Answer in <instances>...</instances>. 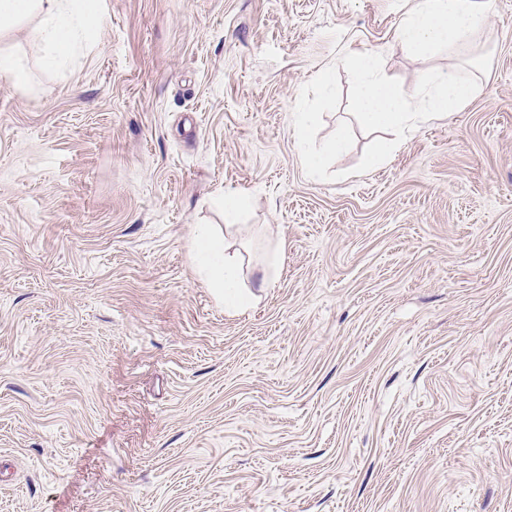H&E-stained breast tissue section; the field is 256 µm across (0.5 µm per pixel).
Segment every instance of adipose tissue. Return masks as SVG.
<instances>
[{
    "label": "adipose tissue",
    "instance_id": "obj_1",
    "mask_svg": "<svg viewBox=\"0 0 512 512\" xmlns=\"http://www.w3.org/2000/svg\"><path fill=\"white\" fill-rule=\"evenodd\" d=\"M99 11V0H0V40L8 38L17 26L29 25L41 68L54 71L77 47L97 44L93 17ZM189 251L193 265L209 281L225 311L252 307L257 289L269 287L274 280L275 263H268L259 273L246 267L243 256L226 246L223 233L210 225L193 228Z\"/></svg>",
    "mask_w": 512,
    "mask_h": 512
}]
</instances>
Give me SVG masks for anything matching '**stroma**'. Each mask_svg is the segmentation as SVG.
Segmentation results:
<instances>
[{
  "label": "stroma",
  "mask_w": 512,
  "mask_h": 512,
  "mask_svg": "<svg viewBox=\"0 0 512 512\" xmlns=\"http://www.w3.org/2000/svg\"><path fill=\"white\" fill-rule=\"evenodd\" d=\"M412 0H103L99 43L0 78V512H512V0L482 91L383 165L306 176L301 87ZM277 251L225 312L188 252Z\"/></svg>",
  "instance_id": "stroma-1"
}]
</instances>
